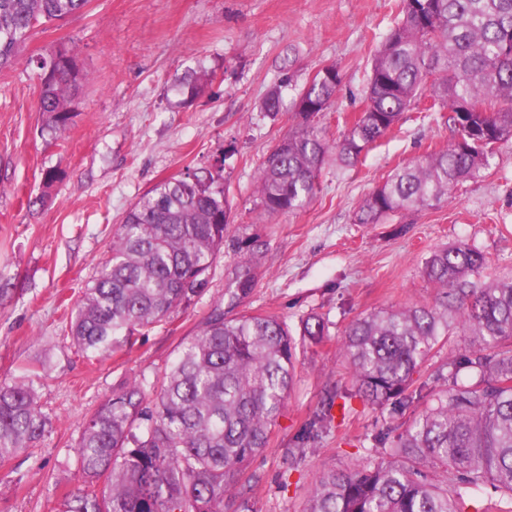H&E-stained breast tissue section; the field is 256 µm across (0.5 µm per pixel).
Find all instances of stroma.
I'll list each match as a JSON object with an SVG mask.
<instances>
[{"mask_svg":"<svg viewBox=\"0 0 512 512\" xmlns=\"http://www.w3.org/2000/svg\"><path fill=\"white\" fill-rule=\"evenodd\" d=\"M398 20L396 0H90L79 14L36 27L16 63L0 71V384L27 378L50 432L32 452L0 463V512H57L79 483L76 443L102 400L135 379L155 383L210 308L232 267L248 258L232 241L268 243L241 309L273 313L290 329L323 317L330 336L296 344V380L271 441L250 463L254 512H306L316 477L343 471L395 439L414 411L359 397L345 423L306 445L300 437L325 388L351 389L342 345L357 317L435 304L423 276L430 253L457 242L483 251L493 273L512 272V142L480 177L432 209L357 224L361 201L395 168L447 146V112L421 100L356 165L326 163L318 192L292 214L263 212L257 171L296 124L295 99L323 67L341 89L316 117L328 139L361 112L374 50ZM65 45L85 79L62 138L42 134L37 62ZM206 67L213 78L180 104L176 85ZM280 87L277 116L261 109ZM223 162L232 205L224 246L204 292L126 351L86 358L70 338V311L108 255L112 226L156 183ZM56 170L54 182L45 173ZM43 204L27 207L28 197Z\"/></svg>","mask_w":512,"mask_h":512,"instance_id":"35a3bbf8","label":"stroma"}]
</instances>
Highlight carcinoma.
<instances>
[{
  "mask_svg": "<svg viewBox=\"0 0 512 512\" xmlns=\"http://www.w3.org/2000/svg\"><path fill=\"white\" fill-rule=\"evenodd\" d=\"M90 0H0V71L16 61L32 30L82 12ZM400 20L379 42L364 109L330 141L311 123L309 104L326 108L342 77L323 67L298 95L299 123L288 144L258 169V193L271 214L311 201L329 151L347 166L392 130L421 97L448 110V147L397 170L360 204L356 224L395 212L433 208L459 183L490 165L495 146L512 141V0H398ZM42 131L56 139L75 117L73 98L85 79L64 47L40 58ZM211 74L200 67L179 80L185 104ZM462 102L473 111L462 114ZM231 213L224 184L210 171H186L154 185L113 227L110 255L71 314L72 341L91 354L122 351L208 284ZM256 261L260 236L243 241ZM486 255L460 242L433 251L423 274L442 289L434 306L389 308L356 318L345 333L352 384L374 405L401 408L428 397L378 461L319 475L307 512H487L464 496L490 483L498 512H512V274L483 279ZM255 266L237 265L194 335L177 350L159 385L133 380L112 392L84 422L78 440L80 484L60 512H253L247 481L253 458L269 444L295 378L293 335L275 314L227 317L250 295ZM462 328L463 362L434 371L438 388H413L432 350ZM301 336L315 345L327 321L309 317ZM337 387L325 390L291 455L331 427ZM49 420L30 382L0 384V463L37 446ZM429 465L447 479H428Z\"/></svg>",
  "mask_w": 512,
  "mask_h": 512,
  "instance_id": "cac0c4a2",
  "label": "carcinoma"
}]
</instances>
